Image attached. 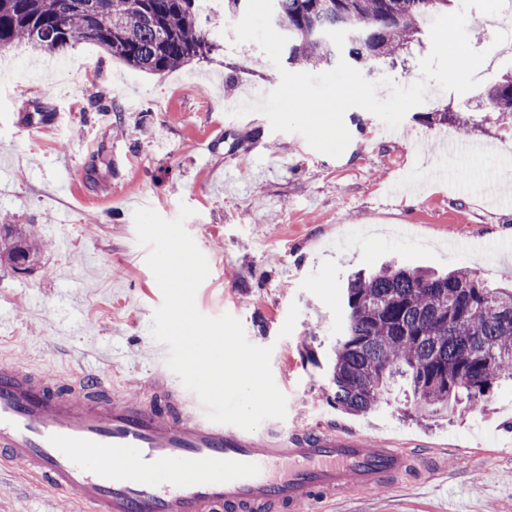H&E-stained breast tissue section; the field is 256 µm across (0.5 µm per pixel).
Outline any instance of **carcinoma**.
<instances>
[{
    "label": "carcinoma",
    "mask_w": 512,
    "mask_h": 512,
    "mask_svg": "<svg viewBox=\"0 0 512 512\" xmlns=\"http://www.w3.org/2000/svg\"><path fill=\"white\" fill-rule=\"evenodd\" d=\"M198 0H0V53L19 42L61 54L82 41L146 74L164 75L217 45L197 21ZM450 0H273L292 67L393 55ZM491 111L512 114V76L486 92ZM43 243L24 224H0V263L31 269ZM336 341L333 400L352 414L374 410L397 380L412 413L424 419L488 404L512 381V289L493 288L474 271L438 275L386 265L351 278Z\"/></svg>",
    "instance_id": "cac0c4a2"
}]
</instances>
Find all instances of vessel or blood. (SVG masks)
<instances>
[{"mask_svg": "<svg viewBox=\"0 0 512 512\" xmlns=\"http://www.w3.org/2000/svg\"><path fill=\"white\" fill-rule=\"evenodd\" d=\"M132 400L106 376L71 382L0 363V466L17 464L82 512H308L343 490L429 480L431 456L298 429L261 436L210 421L184 392Z\"/></svg>", "mask_w": 512, "mask_h": 512, "instance_id": "b4317fda", "label": "vessel or blood"}]
</instances>
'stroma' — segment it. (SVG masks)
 Returning <instances> with one entry per match:
<instances>
[{"mask_svg":"<svg viewBox=\"0 0 512 512\" xmlns=\"http://www.w3.org/2000/svg\"><path fill=\"white\" fill-rule=\"evenodd\" d=\"M496 18L469 10L471 46L492 64L478 87L436 90L390 130L374 114L349 109L351 142L333 158L304 137L272 130L259 112L224 110V84L275 89V66L219 50L162 76L145 74L84 42L58 56L24 50L0 69V219L33 225L45 248L32 274L0 268V362L68 379L96 370L131 399L150 394L162 349L150 333L161 290L137 242L133 213L148 207L175 219L205 255L210 273L198 309L230 314L248 341L272 349L271 371L285 395L283 432L327 426L392 448H423L439 462L471 512H512V384L494 388L488 406L455 416L410 417L411 395L396 387L369 414L332 400L331 362L343 324L341 288L361 269L392 262L439 272L468 268L493 287L512 285V116L489 112L487 90L512 73V53L493 47ZM432 50L419 33L395 63L360 65L369 80L407 85ZM222 88H215L214 79ZM452 110L472 116L468 130L432 121ZM47 112L51 121L25 122ZM475 153L452 172L420 175V187L393 193L408 168L437 157L443 134ZM237 169L236 187L224 169ZM499 194V195H500ZM82 254L83 264L72 261ZM414 479L326 501L322 512H443L420 497ZM0 468V512H69Z\"/></svg>","mask_w":512,"mask_h":512,"instance_id":"35a3bbf8","label":"stroma"}]
</instances>
